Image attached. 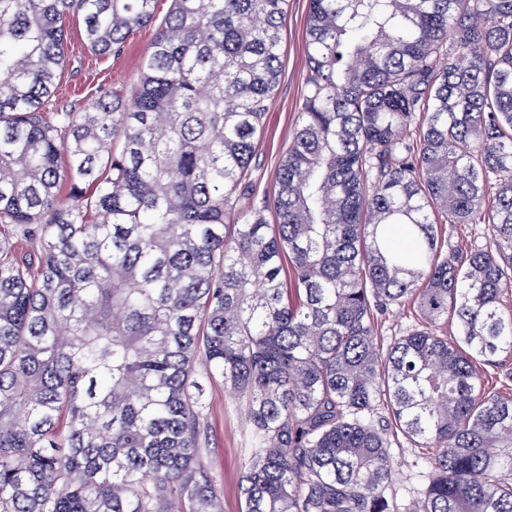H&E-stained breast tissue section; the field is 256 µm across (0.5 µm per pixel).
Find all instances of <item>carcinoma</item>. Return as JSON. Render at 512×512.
Returning a JSON list of instances; mask_svg holds the SVG:
<instances>
[{
  "label": "carcinoma",
  "mask_w": 512,
  "mask_h": 512,
  "mask_svg": "<svg viewBox=\"0 0 512 512\" xmlns=\"http://www.w3.org/2000/svg\"><path fill=\"white\" fill-rule=\"evenodd\" d=\"M156 3L0 0V512H224L216 377L252 427L243 512H393L380 402L431 449L416 512H512V397L480 374L512 354V0H309L293 143L246 212L287 0H172L136 85L47 110L67 19L119 55ZM438 216L495 249L442 254ZM375 322H378V340L384 347L395 339L405 335L415 324V310L413 304L405 306L390 305L383 312H374Z\"/></svg>",
  "instance_id": "obj_1"
}]
</instances>
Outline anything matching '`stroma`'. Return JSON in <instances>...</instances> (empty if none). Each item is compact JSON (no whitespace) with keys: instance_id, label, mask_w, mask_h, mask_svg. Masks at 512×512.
I'll list each match as a JSON object with an SVG mask.
<instances>
[{"instance_id":"obj_1","label":"stroma","mask_w":512,"mask_h":512,"mask_svg":"<svg viewBox=\"0 0 512 512\" xmlns=\"http://www.w3.org/2000/svg\"><path fill=\"white\" fill-rule=\"evenodd\" d=\"M171 0H158L154 25L140 29L118 56L94 55L84 42L82 17L66 23L67 51L57 78L51 107H79L94 95L99 86L135 85L142 61L153 41L157 26L163 23ZM308 0H288L283 28L282 75L257 137L252 160L255 197L276 192L275 170L291 144L303 103L306 78L305 25ZM438 244L443 252L465 251L471 246L492 242L494 230L489 224H437ZM206 425L210 437L208 466L224 498V512H241L239 482L252 446L249 427L237 396L225 388L222 380L206 386ZM371 419L387 439L392 452L393 479L386 496L394 512H413L428 484V467L423 451L409 441L390 420L386 405L376 406Z\"/></svg>"}]
</instances>
